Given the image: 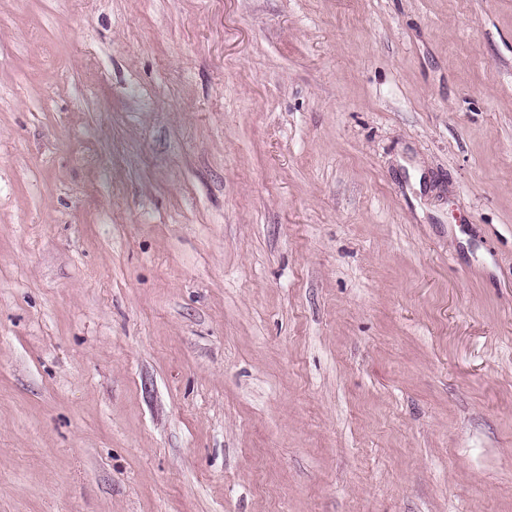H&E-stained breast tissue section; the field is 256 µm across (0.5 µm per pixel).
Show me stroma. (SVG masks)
<instances>
[{"mask_svg":"<svg viewBox=\"0 0 512 512\" xmlns=\"http://www.w3.org/2000/svg\"><path fill=\"white\" fill-rule=\"evenodd\" d=\"M0 512H512V0H0Z\"/></svg>","mask_w":512,"mask_h":512,"instance_id":"stroma-1","label":"stroma"}]
</instances>
